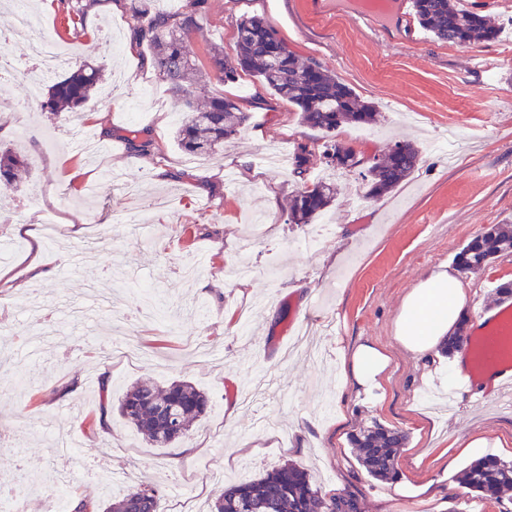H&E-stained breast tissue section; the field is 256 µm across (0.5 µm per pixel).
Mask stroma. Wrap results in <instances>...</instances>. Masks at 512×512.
Masks as SVG:
<instances>
[{"mask_svg":"<svg viewBox=\"0 0 512 512\" xmlns=\"http://www.w3.org/2000/svg\"><path fill=\"white\" fill-rule=\"evenodd\" d=\"M60 43L64 76L92 63L105 78L84 108L87 136L102 150L87 158L70 141V122L48 111H16L28 94L45 100L51 85L29 86L23 38L0 69V145L29 164L18 188L0 183V490L24 491L23 512H49L57 470H67L66 505L108 503L143 479L165 483L163 512H206L225 484L253 479L284 463L304 468L325 497H350L358 512H395L402 496L359 465L353 434L376 424L405 432L397 469L420 485L419 512H512V491L475 497L459 482L467 460L448 448L474 434L500 439L512 460V408L498 397L448 389V363L424 364L394 338L406 294L432 274L455 272L469 290L470 315L499 305L496 288L512 280V252L477 272L454 257L492 224H512V65L481 71L479 58L512 52V8L460 0L495 20L497 39L451 45L408 19L390 43L358 24L347 5L318 16L311 0H206L191 39L203 72L209 50L233 58L238 24L260 15L302 60L319 63L378 112L376 123L345 125L338 140L364 157L397 140L420 150L415 172L390 193L369 198L358 170L313 156L305 178L277 176L262 153L317 146L319 129L249 75L210 80L211 92L249 116L240 135L211 158L186 154L173 140L183 104L132 35L129 0H93L70 31L60 0H26ZM145 131L148 156L129 154L125 131ZM456 132L454 154L441 145ZM233 171L236 184L224 175ZM329 176L339 187L321 222L331 224L309 252L307 224L287 221L303 180ZM137 212V224L121 223ZM57 224L41 247L43 276L26 271L28 241L13 219ZM257 242L256 277L232 280L227 268L248 234ZM136 343V362L113 359L115 344ZM374 342L391 357L378 388L358 391L342 374V356ZM140 379L160 386L184 380L212 406L194 427L189 451L147 443L119 411L108 432L92 431L100 387L113 401ZM101 463L113 487L87 469Z\"/></svg>","mask_w":512,"mask_h":512,"instance_id":"35a3bbf8","label":"stroma"}]
</instances>
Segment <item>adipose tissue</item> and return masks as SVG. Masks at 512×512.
Listing matches in <instances>:
<instances>
[{
    "instance_id": "1",
    "label": "adipose tissue",
    "mask_w": 512,
    "mask_h": 512,
    "mask_svg": "<svg viewBox=\"0 0 512 512\" xmlns=\"http://www.w3.org/2000/svg\"><path fill=\"white\" fill-rule=\"evenodd\" d=\"M466 292L455 276L440 271L419 283L405 296L395 320V338L416 359L427 361L438 354L446 337L467 326L479 331L493 322L497 310H490L483 320L471 322L465 308ZM390 357L378 346L361 344L343 358V371L355 384L366 389L379 386Z\"/></svg>"
}]
</instances>
